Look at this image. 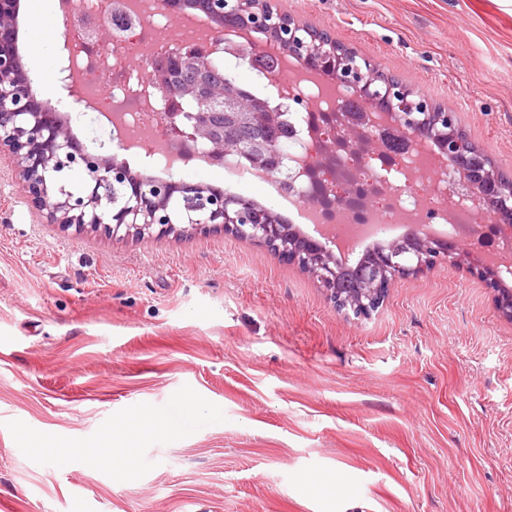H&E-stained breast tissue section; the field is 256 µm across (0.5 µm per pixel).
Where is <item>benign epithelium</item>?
I'll use <instances>...</instances> for the list:
<instances>
[{
    "instance_id": "benign-epithelium-1",
    "label": "benign epithelium",
    "mask_w": 512,
    "mask_h": 512,
    "mask_svg": "<svg viewBox=\"0 0 512 512\" xmlns=\"http://www.w3.org/2000/svg\"><path fill=\"white\" fill-rule=\"evenodd\" d=\"M21 0H0V157L14 168L21 191L47 211L54 224L78 230L103 231L136 237L182 232L174 222L172 202L180 195V206L194 230H221L250 239L297 263L310 272L326 290L339 311L367 317L385 301L389 284L396 278L413 275L443 260L450 262L476 255L477 274L495 295L503 317L512 321V287L503 274L512 275V264H502L482 255L475 240L465 249L456 240L444 237L432 225L401 238L375 242L365 247L353 269L356 287H341L347 266L346 253L334 240H313L296 229L275 221L269 209H250L240 198L205 193L202 184H188L172 178L134 177L126 163L110 153H92L73 134L69 116L57 112L49 101L37 98L29 68L19 58V14ZM226 0H161L163 9L180 18L187 9L200 8L214 22V45L177 51L156 59L149 85L172 101L188 99L191 112H170L166 116L171 142L179 151L198 142L210 146L207 161L226 155H245L254 162L273 154L281 161L282 150L274 142H237L224 146V113L233 111L243 123L263 118L283 125L280 113L270 107L251 111L258 98L224 78V70L215 66L213 54L221 50ZM288 29V38L277 41L281 56L303 59L306 68L332 73L341 83L351 86L369 102L382 108L395 131L406 142L415 138L418 128L430 125L426 143L438 148L453 172L456 194L477 202L492 217L512 231V191L503 187L482 156L458 137L453 114L443 116V125L430 124L422 98L413 99L397 84L365 78L357 56L341 52L335 41L317 40L310 27L284 14H253L247 31ZM336 137L356 141L360 125L337 116ZM81 167L89 179V189L74 193L58 184L64 170Z\"/></svg>"
}]
</instances>
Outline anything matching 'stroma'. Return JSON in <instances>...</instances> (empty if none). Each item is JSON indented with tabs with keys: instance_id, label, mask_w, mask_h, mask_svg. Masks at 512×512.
Wrapping results in <instances>:
<instances>
[{
	"instance_id": "obj_1",
	"label": "stroma",
	"mask_w": 512,
	"mask_h": 512,
	"mask_svg": "<svg viewBox=\"0 0 512 512\" xmlns=\"http://www.w3.org/2000/svg\"><path fill=\"white\" fill-rule=\"evenodd\" d=\"M271 4L454 113L512 177V0ZM174 177L264 205L272 193L202 162ZM112 438L130 470L91 464ZM0 502L512 512V321L464 260L394 280L358 318L219 230L52 224L0 161Z\"/></svg>"
}]
</instances>
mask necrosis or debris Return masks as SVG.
<instances>
[{"label": "necrosis or debris", "mask_w": 512, "mask_h": 512, "mask_svg": "<svg viewBox=\"0 0 512 512\" xmlns=\"http://www.w3.org/2000/svg\"><path fill=\"white\" fill-rule=\"evenodd\" d=\"M161 14L160 0H77L71 30L79 39L100 24L111 27L112 43L97 51L95 62L73 59L80 97L100 113L104 125H118L139 152L165 165L170 139L164 115L173 105L158 93L132 94L124 79L130 53L147 45L152 56L159 58L184 46H202L207 33L161 22ZM274 74L279 85H293L297 95L308 101L306 109H291L283 115L288 125L284 154L310 157L328 141L327 130L312 124V113L362 109L353 92L339 85L327 88L301 63H280ZM104 85L112 89L107 100L99 95ZM369 134L373 147L362 143L351 149L336 147L339 168L294 178L284 170L272 174L269 181L280 198L301 207L308 223L328 227L344 245L371 239L373 229L381 226L395 230L407 224H432L452 235H469L478 219L469 201L449 196L450 175L438 156L424 148L400 152L382 147V133L374 126ZM422 171L434 182L427 193L413 188Z\"/></svg>", "instance_id": "1"}]
</instances>
